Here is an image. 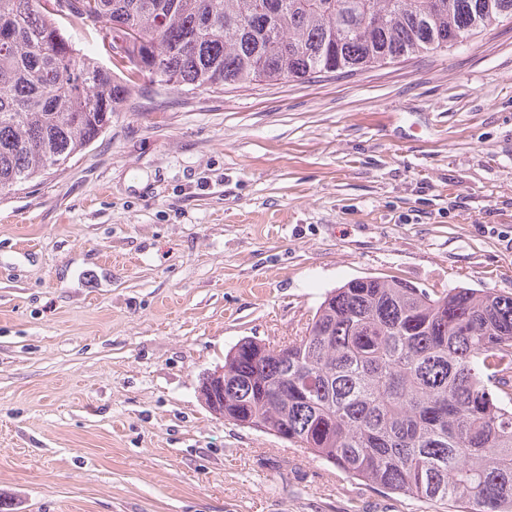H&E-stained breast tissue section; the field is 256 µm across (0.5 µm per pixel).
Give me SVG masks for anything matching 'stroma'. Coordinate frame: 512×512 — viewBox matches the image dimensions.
Segmentation results:
<instances>
[{
  "label": "stroma",
  "instance_id": "1",
  "mask_svg": "<svg viewBox=\"0 0 512 512\" xmlns=\"http://www.w3.org/2000/svg\"><path fill=\"white\" fill-rule=\"evenodd\" d=\"M364 275L512 293V18L351 74L145 83L0 195V512H444L200 396Z\"/></svg>",
  "mask_w": 512,
  "mask_h": 512
}]
</instances>
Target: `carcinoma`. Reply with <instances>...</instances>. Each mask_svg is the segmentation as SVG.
Returning a JSON list of instances; mask_svg holds the SVG:
<instances>
[{
	"label": "carcinoma",
	"instance_id": "obj_1",
	"mask_svg": "<svg viewBox=\"0 0 512 512\" xmlns=\"http://www.w3.org/2000/svg\"><path fill=\"white\" fill-rule=\"evenodd\" d=\"M0 0V195L95 141L140 76L159 86L302 80L448 49L512 0ZM136 33L125 65L77 47L88 10ZM224 419L284 431L345 474L512 512V295L360 276L328 291L305 334L224 357Z\"/></svg>",
	"mask_w": 512,
	"mask_h": 512
}]
</instances>
